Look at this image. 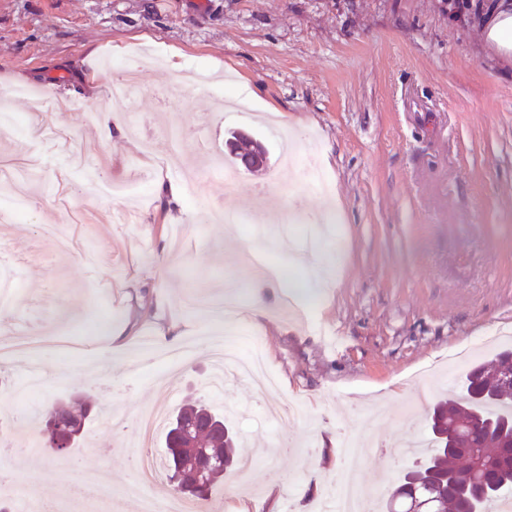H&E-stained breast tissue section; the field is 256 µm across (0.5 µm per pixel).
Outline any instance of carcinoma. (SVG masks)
I'll use <instances>...</instances> for the list:
<instances>
[{
	"mask_svg": "<svg viewBox=\"0 0 512 512\" xmlns=\"http://www.w3.org/2000/svg\"><path fill=\"white\" fill-rule=\"evenodd\" d=\"M512 350L472 368L463 387L436 404L429 423L426 452L409 455L412 466L404 475L403 486H413L417 493L438 499L457 512L458 504L478 498L480 512H493L503 492L512 488V452L496 448L494 443L504 434L512 433V391L495 382V370ZM90 405L84 401L51 404L42 416L55 417L61 429L82 427ZM175 420L194 422L195 439L201 448H213L224 455L225 462L243 466L245 454L232 435L220 428L224 418L205 405L192 401L177 413ZM171 425L165 438L168 478H179L189 485L195 472L181 460L176 449Z\"/></svg>",
	"mask_w": 512,
	"mask_h": 512,
	"instance_id": "obj_1",
	"label": "carcinoma"
}]
</instances>
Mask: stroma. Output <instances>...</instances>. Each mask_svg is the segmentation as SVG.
I'll use <instances>...</instances> for the list:
<instances>
[{"label": "stroma", "instance_id": "obj_1", "mask_svg": "<svg viewBox=\"0 0 512 512\" xmlns=\"http://www.w3.org/2000/svg\"><path fill=\"white\" fill-rule=\"evenodd\" d=\"M499 0H0V87H23L15 139L0 140V164L33 168L25 216L7 222L0 277L26 306L0 310V333L82 338L62 355L40 347L49 379L28 405L13 397L27 363H0V430H18L34 455H1L0 512H26L30 465L45 474L40 498L54 512H104L103 501L138 512L172 484L141 485L134 463L140 412L168 414L189 399L216 412L255 457L246 477L226 474L207 512H323L348 460L345 439L363 433V405L384 408L359 475L373 493L403 482L405 439L427 440L435 404L468 371L512 348V51L487 42L484 19ZM133 66L146 92L129 103L145 135L166 140L208 116V155L178 144L179 164L141 154L124 135L127 117L105 112L110 86ZM234 74L248 111L225 112L224 76ZM181 85L175 111L157 91ZM80 109L60 108L59 97ZM130 114V115H131ZM314 147L331 183L313 191L303 157L283 170L281 129ZM243 130L261 141L269 167L241 170L237 196L223 177L202 192L230 210L233 227L207 224L187 181L224 140ZM122 179L147 198L132 224L112 220V199L86 182ZM179 190L176 208L161 186ZM304 203L279 224L284 197ZM275 245L265 256L302 287L261 282L245 261L257 230ZM304 257L303 265L291 258ZM234 292L243 316L241 350L260 339L278 388L255 394L235 380L209 389L204 342L215 325L188 308L189 292ZM309 305L307 320L280 309L286 294ZM260 305L264 314L251 320ZM187 325L175 344L162 328ZM100 318L122 330L96 341ZM82 395L93 414L69 452L47 459L42 437L21 413ZM296 405L294 422H275ZM108 479L101 499L73 500L92 475Z\"/></svg>", "mask_w": 512, "mask_h": 512}]
</instances>
